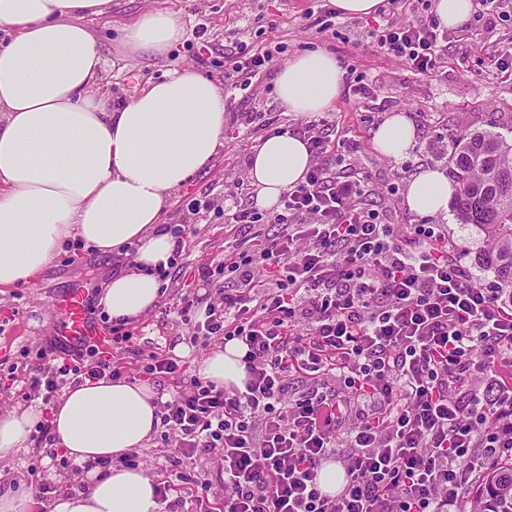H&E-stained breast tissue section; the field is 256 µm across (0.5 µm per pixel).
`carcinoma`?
<instances>
[{
    "instance_id": "obj_1",
    "label": "carcinoma",
    "mask_w": 512,
    "mask_h": 512,
    "mask_svg": "<svg viewBox=\"0 0 512 512\" xmlns=\"http://www.w3.org/2000/svg\"><path fill=\"white\" fill-rule=\"evenodd\" d=\"M448 177L456 186V219L480 230L479 261L512 301V141L486 131L453 137ZM482 499V512H512V465L489 471Z\"/></svg>"
}]
</instances>
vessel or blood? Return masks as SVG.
I'll return each instance as SVG.
<instances>
[{
	"label": "vessel or blood",
	"instance_id": "obj_1",
	"mask_svg": "<svg viewBox=\"0 0 512 512\" xmlns=\"http://www.w3.org/2000/svg\"><path fill=\"white\" fill-rule=\"evenodd\" d=\"M51 306L55 313L52 337L57 343L71 348L85 344L106 345L104 331L87 317L83 291L71 290L53 299Z\"/></svg>",
	"mask_w": 512,
	"mask_h": 512
}]
</instances>
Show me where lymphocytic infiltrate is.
Returning a JSON list of instances; mask_svg holds the SVG:
<instances>
[{"instance_id": "f902f5d3", "label": "lymphocytic infiltrate", "mask_w": 512, "mask_h": 512, "mask_svg": "<svg viewBox=\"0 0 512 512\" xmlns=\"http://www.w3.org/2000/svg\"><path fill=\"white\" fill-rule=\"evenodd\" d=\"M439 36L435 22L370 34L421 74L435 70ZM286 50L240 48L226 73L251 89ZM263 129L303 139L316 162L281 195L275 233L261 231L257 208L225 206L232 232L251 229L257 243L200 267L230 282L205 319L190 300L177 310L193 339L243 343L244 388L147 358V376L181 383L154 400L166 470L157 501L168 512H473L468 489L512 462V302L472 283L443 225L383 223L369 183L329 158L328 121ZM98 351L40 347L32 389L47 402L71 382L122 378ZM201 458L217 464L222 494ZM329 461L344 472L333 495L319 482Z\"/></svg>"}]
</instances>
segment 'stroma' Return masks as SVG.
Segmentation results:
<instances>
[{
  "instance_id": "stroma-1",
  "label": "stroma",
  "mask_w": 512,
  "mask_h": 512,
  "mask_svg": "<svg viewBox=\"0 0 512 512\" xmlns=\"http://www.w3.org/2000/svg\"><path fill=\"white\" fill-rule=\"evenodd\" d=\"M331 0H112V13L94 26L99 38L104 67L101 79L113 97L126 98L147 80L159 79L176 68L191 66L225 86L224 56L241 45L281 41L288 55L321 48L338 62L352 66L361 94L340 93L326 117L333 121L342 141L336 158L367 178L377 193L371 204L385 212L393 224L420 223L419 215L404 206V192L410 180L403 164L413 168H445L442 156L453 135L491 131L512 140V78L500 73L502 64L512 61V0H491L473 8L467 25L449 29L446 50L434 74H419L396 58L371 47L369 33L390 21L424 20L436 16L434 9L416 0H385L382 11L368 17L336 16L325 32L308 25V16L324 15ZM181 12L186 25L185 41L163 57L139 56L126 59L120 32L137 13L148 9ZM281 15L283 23L269 32L268 16ZM407 115L415 124L417 139L402 161L381 155L372 143V133L386 116ZM260 135L226 122L224 140L211 164L181 193L174 196L165 213L170 228L193 220L198 232L187 236L182 252L183 266L172 272L166 289L150 312L130 324L134 335L130 349H108V356L137 373L143 355L152 351L181 359L198 369L206 352L192 346V332L178 323L173 312L183 298L212 303L220 298L223 277L205 283L195 280L194 271L224 256V193L233 191L238 203L254 200L256 190L248 179L250 146ZM210 198L211 208L189 215V202ZM447 225L448 237L464 246L461 263L475 286L494 281L492 270L477 256L482 236L470 224L459 223L454 214L436 216ZM108 264L97 252L80 247L61 253L35 284L0 291V411L19 405L36 404L27 376L37 350L52 334L53 298L70 288L83 286L90 298L88 313L104 330L112 325L103 313L99 298ZM45 469L35 483L32 512H49L60 487L79 488L85 474L75 473L68 459L37 448Z\"/></svg>"
}]
</instances>
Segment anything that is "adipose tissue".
Masks as SVG:
<instances>
[{
  "mask_svg": "<svg viewBox=\"0 0 512 512\" xmlns=\"http://www.w3.org/2000/svg\"><path fill=\"white\" fill-rule=\"evenodd\" d=\"M112 0H0V288L32 284L74 240L103 255L136 246L132 267L104 284L100 306L110 320L134 321L156 305L176 239L162 218L173 193L212 160L224 138L225 96L200 71L183 67L147 82L123 103L98 83L103 67L93 23ZM182 15L147 9L123 27L128 56L166 54L183 43ZM343 71L322 49L294 55L275 81L278 100L298 115L329 109ZM416 128L393 114L373 134L385 157H404ZM313 163L305 142L275 134L250 158L249 179L260 207L304 181ZM454 187L439 169L409 182L413 213H446ZM242 344L231 341L200 363L204 379L243 387ZM148 384L101 379L71 386L49 410L0 412V460L29 448L37 424L52 448L80 468L145 447L158 420ZM156 481L142 468H110L86 490L56 499L51 512H159Z\"/></svg>",
  "mask_w": 512,
  "mask_h": 512,
  "instance_id": "1",
  "label": "adipose tissue"
}]
</instances>
